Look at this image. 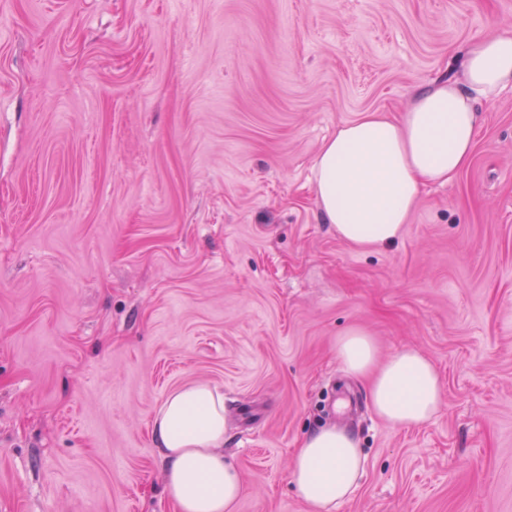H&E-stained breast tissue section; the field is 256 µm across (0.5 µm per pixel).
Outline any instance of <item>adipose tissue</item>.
Wrapping results in <instances>:
<instances>
[{"label": "adipose tissue", "instance_id": "obj_1", "mask_svg": "<svg viewBox=\"0 0 512 512\" xmlns=\"http://www.w3.org/2000/svg\"><path fill=\"white\" fill-rule=\"evenodd\" d=\"M512 86V35L476 40L459 77L416 89L400 117L374 110L340 124L313 166L312 183L325 223L347 244L369 249L398 240L426 186L452 181L471 162L479 100ZM337 356L352 376L370 377L374 411L397 427L421 424L443 402L435 366L405 349L378 362L370 335L348 330ZM224 396L206 383L172 390L152 426L165 463L164 493L175 512H234L239 475L224 458ZM363 470L358 440L326 424L296 448L291 480L308 512H332L350 497Z\"/></svg>", "mask_w": 512, "mask_h": 512}]
</instances>
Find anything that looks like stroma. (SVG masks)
Listing matches in <instances>:
<instances>
[{
	"label": "stroma",
	"instance_id": "stroma-1",
	"mask_svg": "<svg viewBox=\"0 0 512 512\" xmlns=\"http://www.w3.org/2000/svg\"><path fill=\"white\" fill-rule=\"evenodd\" d=\"M497 33L512 0H0V512H174L152 424L194 382L235 512H307L325 423L365 457L334 512H512V89L396 242L345 243L311 182L338 125ZM354 327L434 363L433 418L374 412Z\"/></svg>",
	"mask_w": 512,
	"mask_h": 512
}]
</instances>
